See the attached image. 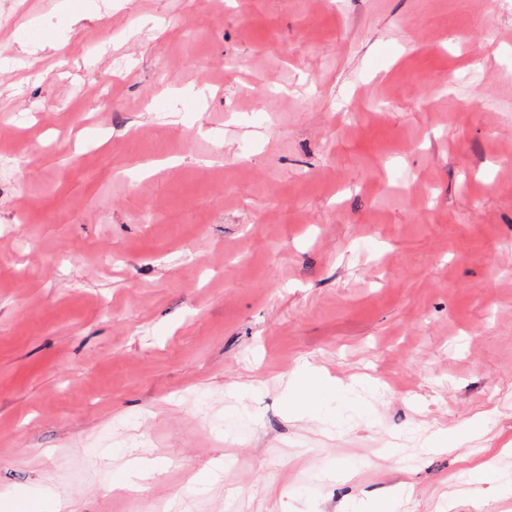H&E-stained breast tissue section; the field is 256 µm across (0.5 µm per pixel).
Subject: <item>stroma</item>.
Masks as SVG:
<instances>
[{
	"label": "stroma",
	"instance_id": "stroma-1",
	"mask_svg": "<svg viewBox=\"0 0 512 512\" xmlns=\"http://www.w3.org/2000/svg\"><path fill=\"white\" fill-rule=\"evenodd\" d=\"M63 2L0 25V512H512V0Z\"/></svg>",
	"mask_w": 512,
	"mask_h": 512
}]
</instances>
